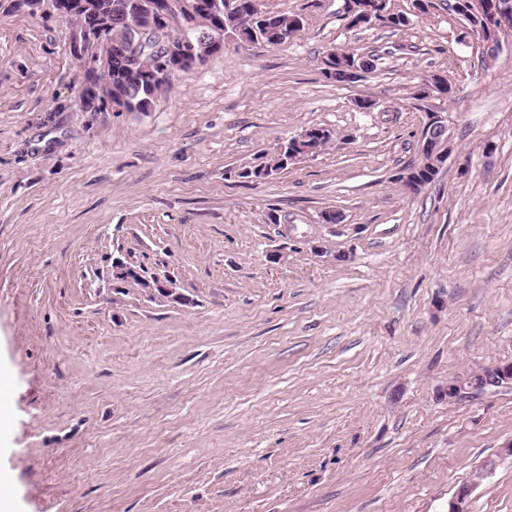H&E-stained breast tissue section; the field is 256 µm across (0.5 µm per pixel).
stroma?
<instances>
[{
  "label": "stroma",
  "instance_id": "35a3bbf8",
  "mask_svg": "<svg viewBox=\"0 0 512 512\" xmlns=\"http://www.w3.org/2000/svg\"><path fill=\"white\" fill-rule=\"evenodd\" d=\"M261 2L302 30L226 41L137 114L78 111L66 22L0 11V497L448 512L466 485L468 512H512V388L444 394L512 361V34L488 51L448 0H390L397 30L350 28L347 0ZM336 49L376 71L326 80ZM434 73L452 94L415 98ZM430 112L453 152L412 193ZM313 126L326 149L245 178ZM119 260L181 302L119 288Z\"/></svg>",
  "mask_w": 512,
  "mask_h": 512
}]
</instances>
